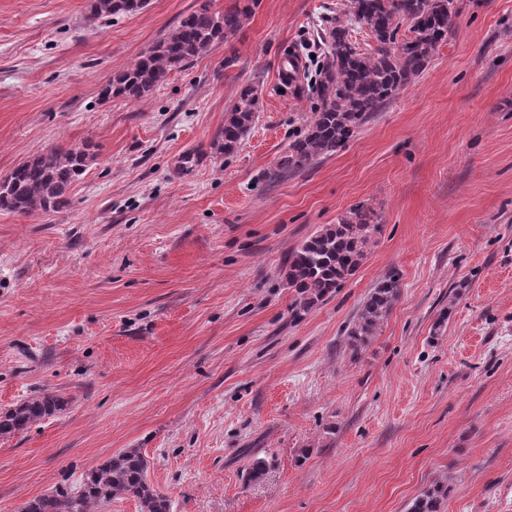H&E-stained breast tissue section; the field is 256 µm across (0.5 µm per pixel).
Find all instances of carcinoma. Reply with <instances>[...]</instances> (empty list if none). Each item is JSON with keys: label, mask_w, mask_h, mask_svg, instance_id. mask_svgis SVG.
Returning a JSON list of instances; mask_svg holds the SVG:
<instances>
[{"label": "carcinoma", "mask_w": 512, "mask_h": 512, "mask_svg": "<svg viewBox=\"0 0 512 512\" xmlns=\"http://www.w3.org/2000/svg\"><path fill=\"white\" fill-rule=\"evenodd\" d=\"M148 0H90L92 21L142 10ZM456 0H344L341 14L325 26L328 52L315 79L317 104L303 132L295 136L278 161L282 173L307 170L333 155L376 113L382 111L424 71L439 44L454 31ZM251 17L250 5L220 13L202 4L148 48L130 66L112 74L101 91L105 100L142 101L170 75L185 70L217 45L229 42ZM411 36L399 38L402 26ZM366 28L376 41L361 49L351 31ZM258 108L255 89L246 86L224 116V127L207 145L184 152L177 171H189L206 155L234 153L249 133ZM92 145L53 146L0 177V211L27 214L59 211L69 203L68 190L94 158ZM376 213L356 206L337 223L306 240L285 260L284 277L297 292L295 307L310 310L336 292L356 271L364 249L377 230ZM398 280L379 283L359 308L346 333V347L357 355L377 334L399 296ZM61 400L49 392L33 395L0 414V436H8L54 415ZM272 463L253 460L245 481L256 482ZM148 462L137 449L116 453L89 471L76 490L59 489L28 501L21 512H102L116 499H134L140 512H171L168 496L147 478ZM448 486L438 482L414 500L408 512H441Z\"/></svg>", "instance_id": "carcinoma-1"}]
</instances>
